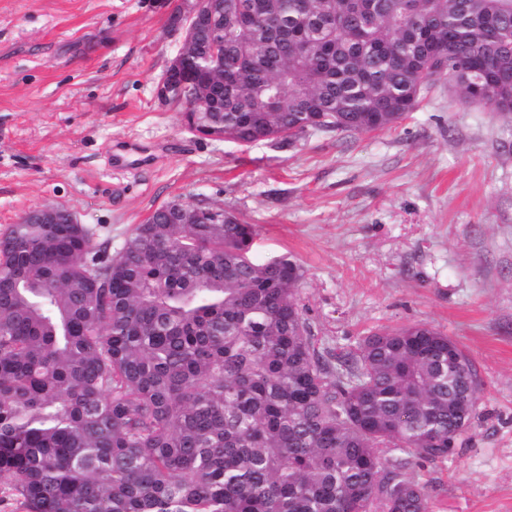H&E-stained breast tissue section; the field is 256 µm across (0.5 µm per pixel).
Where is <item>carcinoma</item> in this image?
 <instances>
[{"label":"carcinoma","mask_w":512,"mask_h":512,"mask_svg":"<svg viewBox=\"0 0 512 512\" xmlns=\"http://www.w3.org/2000/svg\"><path fill=\"white\" fill-rule=\"evenodd\" d=\"M222 104L246 146L371 132L455 72L512 89V0H225ZM167 202L122 251L85 224L0 237V478L24 512H430L419 461L474 419L471 359L425 324L336 354L300 305L302 265L257 228ZM470 411L458 413L461 402Z\"/></svg>","instance_id":"obj_1"}]
</instances>
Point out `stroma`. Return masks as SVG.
<instances>
[{"label":"stroma","mask_w":512,"mask_h":512,"mask_svg":"<svg viewBox=\"0 0 512 512\" xmlns=\"http://www.w3.org/2000/svg\"><path fill=\"white\" fill-rule=\"evenodd\" d=\"M181 0H0V234L58 205L110 255L163 203L257 225L305 269L320 344L424 323L481 381L467 441L416 467L431 512H512V112L438 83L396 127L241 146L199 136L155 87Z\"/></svg>","instance_id":"obj_1"}]
</instances>
